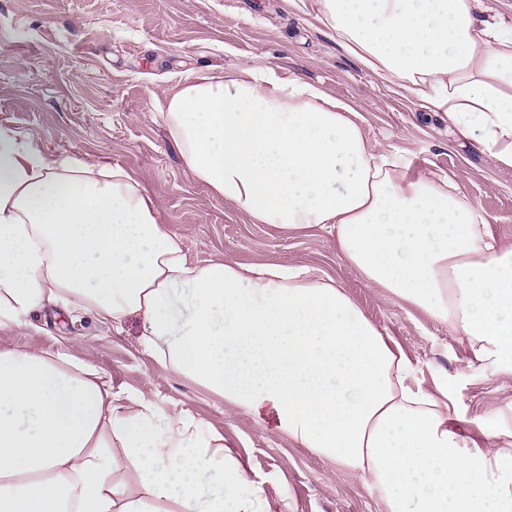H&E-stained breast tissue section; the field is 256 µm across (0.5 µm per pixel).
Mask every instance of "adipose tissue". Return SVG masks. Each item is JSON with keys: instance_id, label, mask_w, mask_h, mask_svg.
<instances>
[{"instance_id": "1", "label": "adipose tissue", "mask_w": 512, "mask_h": 512, "mask_svg": "<svg viewBox=\"0 0 512 512\" xmlns=\"http://www.w3.org/2000/svg\"><path fill=\"white\" fill-rule=\"evenodd\" d=\"M426 112L512 167V26L479 0H293ZM162 121L192 176L251 223L326 231L367 286L512 369V246L448 181L410 175L359 115L271 68L190 73ZM84 310L177 374L359 477L378 512H512L503 430L469 440L460 400L332 278L200 267L123 168L0 129V328ZM268 512L224 439L74 353L0 350V512Z\"/></svg>"}]
</instances>
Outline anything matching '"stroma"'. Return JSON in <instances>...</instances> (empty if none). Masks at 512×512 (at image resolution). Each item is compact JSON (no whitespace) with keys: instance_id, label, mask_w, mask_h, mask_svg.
<instances>
[{"instance_id":"obj_1","label":"stroma","mask_w":512,"mask_h":512,"mask_svg":"<svg viewBox=\"0 0 512 512\" xmlns=\"http://www.w3.org/2000/svg\"><path fill=\"white\" fill-rule=\"evenodd\" d=\"M255 67L349 104L372 147L410 159L412 175L448 178L512 245V168L457 136L445 115L421 114L413 95L346 54L331 30L289 0H0V128L45 151L104 157L129 171L199 264L221 257L336 279L418 360L425 388L447 375L466 437L489 426L512 430V370L485 368L466 337L367 287L328 236L249 223L191 176L160 105L187 72ZM30 321L28 329H0V350L63 352L77 341L78 356L115 385L157 396L166 412L189 413L222 435L245 477L261 483L270 512H376L359 479L247 411L225 412L222 397L164 369L143 349L137 317L118 332L79 311Z\"/></svg>"}]
</instances>
